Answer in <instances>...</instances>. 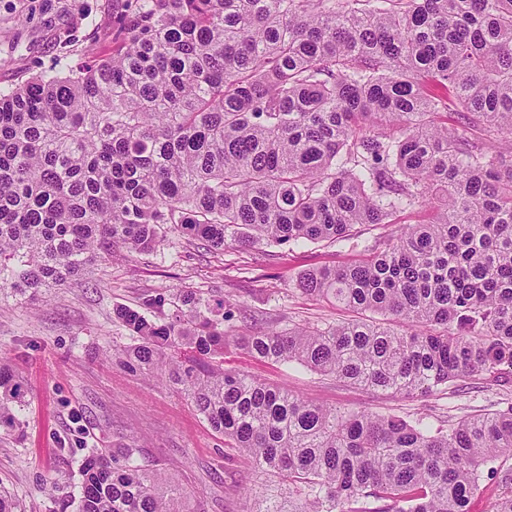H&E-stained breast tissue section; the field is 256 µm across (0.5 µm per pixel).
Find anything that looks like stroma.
Listing matches in <instances>:
<instances>
[{"label": "stroma", "mask_w": 512, "mask_h": 512, "mask_svg": "<svg viewBox=\"0 0 512 512\" xmlns=\"http://www.w3.org/2000/svg\"><path fill=\"white\" fill-rule=\"evenodd\" d=\"M119 0H0V92L33 75H52L58 61L84 63V48L112 52ZM387 227H360L354 238L299 245L256 244L207 251L175 230L151 252L117 249L69 285L29 299L0 290V360L25 389L22 426L0 433V487L21 512H73L69 494L93 448L140 449L205 512H244L245 497L265 493L274 477L227 447L193 404L158 377L132 373L113 350L129 345L114 316L120 306L193 290L220 299L239 333L271 327L325 326L352 311L302 294L305 270L363 258ZM224 369L246 372L327 406L457 421L512 402V386L448 387L418 400L347 385L305 368L273 365L241 350L224 353Z\"/></svg>", "instance_id": "stroma-1"}]
</instances>
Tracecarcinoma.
Instances as JSON below:
<instances>
[{"label":"carcinoma","mask_w":512,"mask_h":512,"mask_svg":"<svg viewBox=\"0 0 512 512\" xmlns=\"http://www.w3.org/2000/svg\"><path fill=\"white\" fill-rule=\"evenodd\" d=\"M112 54L0 93V276L32 296L169 224L208 250L345 241L435 203L299 287L360 314L241 336L182 291L115 315L131 372L280 479L245 512H512V403L435 427L203 363L233 347L403 398L512 382V0H125ZM455 102L465 127L438 115ZM161 315L157 321L147 311ZM25 391L0 362V432ZM76 512H202L136 448L82 460Z\"/></svg>","instance_id":"carcinoma-1"}]
</instances>
